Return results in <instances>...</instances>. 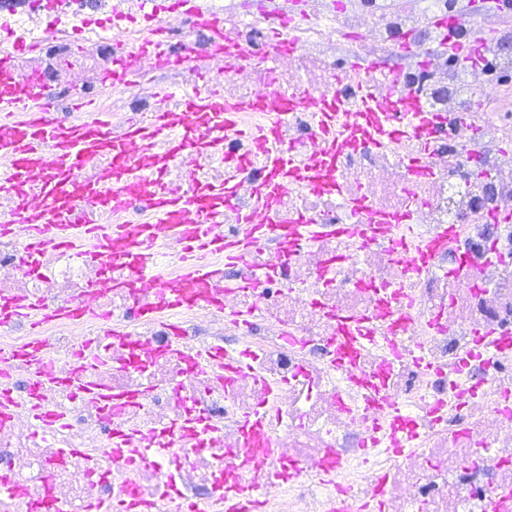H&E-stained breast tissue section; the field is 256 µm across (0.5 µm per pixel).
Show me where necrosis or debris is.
I'll return each instance as SVG.
<instances>
[{"mask_svg":"<svg viewBox=\"0 0 512 512\" xmlns=\"http://www.w3.org/2000/svg\"><path fill=\"white\" fill-rule=\"evenodd\" d=\"M0 0V55L13 59L31 91L29 109L48 105L60 123L84 120L93 101L112 116L113 138L177 98L151 95L158 83L199 86L243 104L246 127L287 111L279 147L304 165L321 142L311 108L328 97L342 105L339 129L375 85L383 112H430L444 124L430 144L405 137L363 141L336 160L340 193L289 186L278 217L307 216L327 229L285 247L269 241L234 268L237 278L276 270L257 287L197 301L177 319L135 320L132 303L151 305V288L88 289L105 268L47 249L48 276L23 269L24 236L0 235V298L33 296L53 308L82 307L84 320L58 321L32 336L26 324L0 328V512H33L51 499L65 512H224L236 485L258 493L254 512H334L344 498L367 512H488L512 495V98L485 71L512 73V25L492 31L480 62L448 67L436 26L452 17L463 35L472 23L462 0H436L423 13L384 0H308L307 17L289 24L287 0L263 12L202 0L216 15L224 53L204 23L131 0ZM180 36V55L140 54L146 42ZM132 54L129 77L113 80L114 60ZM397 60L394 68L386 60ZM263 168L251 155L238 179L224 232L256 211ZM224 161L191 154L165 174L167 185L220 180ZM361 196L382 215L402 216L391 237L365 241L344 197ZM447 233L428 265L412 269L397 252ZM368 322L370 342L353 346L338 323ZM119 337H109L110 329ZM37 341L39 359L15 352ZM232 341L252 369L225 380L213 348ZM90 359L80 373V358ZM92 377L114 392L138 394L133 406L105 415L75 387ZM265 411L270 426L244 447L241 421ZM211 427L202 444L180 442L178 459L161 453L168 431L190 417ZM132 432L137 449L109 456L111 426ZM404 426L410 450L395 451L388 431Z\"/></svg>","mask_w":512,"mask_h":512,"instance_id":"necrosis-or-debris-1","label":"necrosis or debris"}]
</instances>
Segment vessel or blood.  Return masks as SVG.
Wrapping results in <instances>:
<instances>
[{
	"label": "vessel or blood",
	"instance_id": "1",
	"mask_svg": "<svg viewBox=\"0 0 512 512\" xmlns=\"http://www.w3.org/2000/svg\"><path fill=\"white\" fill-rule=\"evenodd\" d=\"M177 108L157 112L147 120L131 125L124 139L110 135L111 123L106 114L96 113L85 123L69 126L56 123L48 113L31 112L25 98L11 88L0 89V190L24 196L28 186H36L46 200L44 208L26 207L0 217V233L24 229L27 236L25 253L28 272L45 274L41 263L43 251L50 246L67 250L86 249L88 260L119 262L131 269L134 279L156 288L168 307L179 306L184 286L202 285L215 276L210 264L212 256H223L225 262L243 260L250 247L278 238L282 227L276 217L267 223H253L251 215H241V223L250 227L247 236L230 239L219 225L224 220V206L235 193L233 178L221 183H197L189 192L164 186V171L179 157L189 154H221L230 151L237 141L264 140L270 137L267 127L247 129L241 125V105L226 102L222 95L199 88L179 96ZM335 102L317 105L313 114L320 131L324 154L316 171L329 189L337 184L331 174L337 154L357 142L366 133L414 135L433 131L435 122L427 112H405L388 123L355 125L344 139L336 137ZM143 147L156 142L166 144L164 152L154 155L150 172H140L128 158L127 141ZM111 156L109 166H100L104 156ZM99 165V178L94 182L77 179V168ZM293 176L292 162L277 150L270 151L264 173L255 184L260 204L271 205L287 188ZM140 197L150 212L145 224L77 225L73 222L77 207L114 209L126 207L131 196ZM356 212L364 214V233L373 237L390 227L391 217L368 213L363 199L353 201ZM177 237L185 244L187 265L182 287H174L159 271V255L166 238ZM61 312L33 302L0 306V327L22 319H34L45 325L61 319ZM81 394L96 398L104 409L126 404L123 396L113 395L93 382L79 387Z\"/></svg>",
	"mask_w": 512,
	"mask_h": 512
}]
</instances>
